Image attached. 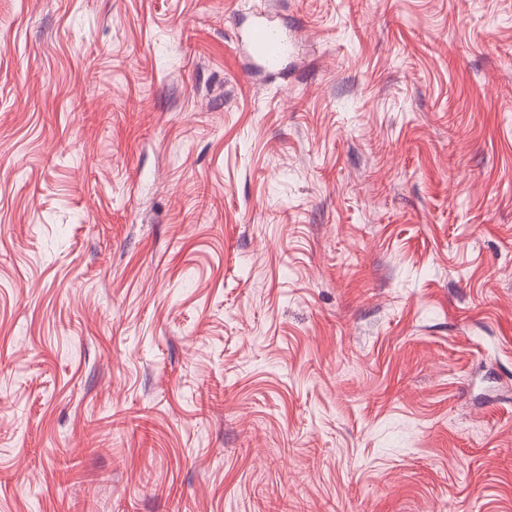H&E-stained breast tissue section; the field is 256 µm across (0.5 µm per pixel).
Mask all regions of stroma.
Here are the masks:
<instances>
[{
  "instance_id": "35a3bbf8",
  "label": "stroma",
  "mask_w": 512,
  "mask_h": 512,
  "mask_svg": "<svg viewBox=\"0 0 512 512\" xmlns=\"http://www.w3.org/2000/svg\"><path fill=\"white\" fill-rule=\"evenodd\" d=\"M0 0V512H512V0ZM251 55L269 71L280 68L288 52V36L263 20L257 21L247 36Z\"/></svg>"
}]
</instances>
